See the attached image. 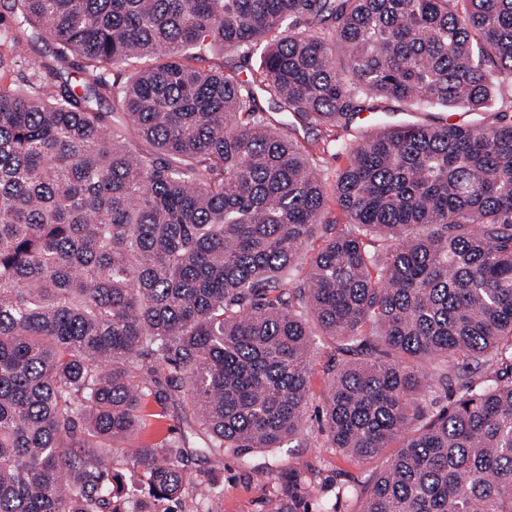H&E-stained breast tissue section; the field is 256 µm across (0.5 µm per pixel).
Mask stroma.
I'll list each match as a JSON object with an SVG mask.
<instances>
[{
	"mask_svg": "<svg viewBox=\"0 0 512 512\" xmlns=\"http://www.w3.org/2000/svg\"><path fill=\"white\" fill-rule=\"evenodd\" d=\"M446 115L440 108L383 101L378 112L357 121L351 132L358 136L366 130L433 122ZM331 356V349L323 345L313 351L310 403L302 433L267 453L241 458L225 452L220 494H210L200 485L189 489L199 512H354L349 490L365 485L383 461L353 462L325 444L320 424L324 368Z\"/></svg>",
	"mask_w": 512,
	"mask_h": 512,
	"instance_id": "35a3bbf8",
	"label": "stroma"
}]
</instances>
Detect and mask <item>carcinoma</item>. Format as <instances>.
Wrapping results in <instances>:
<instances>
[{
	"instance_id": "1",
	"label": "carcinoma",
	"mask_w": 512,
	"mask_h": 512,
	"mask_svg": "<svg viewBox=\"0 0 512 512\" xmlns=\"http://www.w3.org/2000/svg\"><path fill=\"white\" fill-rule=\"evenodd\" d=\"M0 76V512H196L318 342L327 447L397 449L359 512H512V0H0ZM376 99L485 119L338 135ZM182 400L206 447L138 443L133 505L103 452Z\"/></svg>"
}]
</instances>
